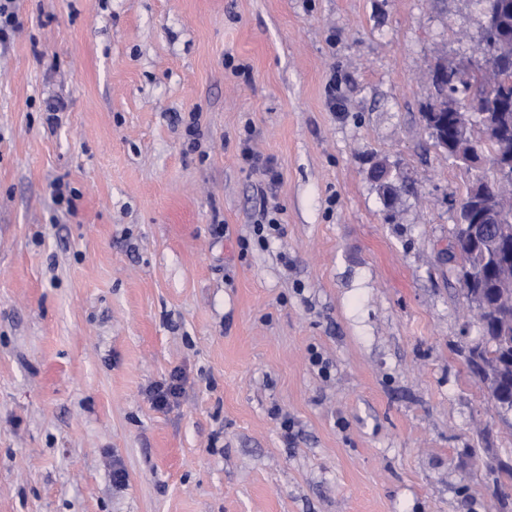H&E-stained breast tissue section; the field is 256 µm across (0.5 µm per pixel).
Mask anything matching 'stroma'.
Masks as SVG:
<instances>
[{
    "label": "stroma",
    "instance_id": "stroma-1",
    "mask_svg": "<svg viewBox=\"0 0 512 512\" xmlns=\"http://www.w3.org/2000/svg\"><path fill=\"white\" fill-rule=\"evenodd\" d=\"M17 11L0 53V512H512L489 469L512 456V412L459 354L480 336L448 258L467 175L422 119L433 66L476 54L478 0ZM48 99L67 105L53 130ZM381 161L400 175L389 207ZM263 207L281 234L261 244ZM174 373L177 404L154 407ZM242 156L249 168L260 173L269 184H275L280 180L281 174L270 158H260L247 145L242 148Z\"/></svg>",
    "mask_w": 512,
    "mask_h": 512
}]
</instances>
